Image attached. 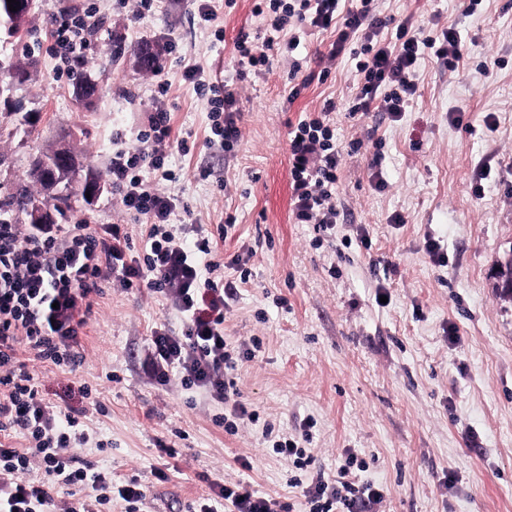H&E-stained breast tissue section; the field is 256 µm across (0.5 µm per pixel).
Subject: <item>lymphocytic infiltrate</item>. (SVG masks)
I'll use <instances>...</instances> for the list:
<instances>
[{
  "label": "lymphocytic infiltrate",
  "instance_id": "f902f5d3",
  "mask_svg": "<svg viewBox=\"0 0 512 512\" xmlns=\"http://www.w3.org/2000/svg\"><path fill=\"white\" fill-rule=\"evenodd\" d=\"M254 12L265 20L262 42L240 31L236 42L238 78L269 67L275 50H295L313 31H332L322 57L333 62L351 46L362 54L351 115L385 113L399 121L418 89L422 59L456 66L464 44L458 31L445 28L423 35L410 18L382 17L375 0H258ZM184 77L197 93L208 95L209 144L232 150L240 138L235 86L207 81L203 69L188 68ZM336 110L326 100L320 112L293 125L289 136L291 213L294 223L325 232L338 224L337 172L346 150L331 119ZM169 112H151L138 136L139 147L117 151L112 180L123 192L128 211L144 217L149 228L139 255H130L123 225L0 224V512H112L121 499L125 512H139L144 491L137 481L113 487L112 478L77 453L89 441L83 412L45 402L29 364L50 363L76 371L78 349L104 283L146 289L180 320L151 333L148 367L158 382L177 374L183 387L207 401L228 407L231 421L247 417L235 399L230 379L247 351L232 348L224 334V313L237 296L234 282L222 281L225 267H241L242 256L223 261L216 242L190 238L189 228H171L177 197L160 189L174 180L167 161L172 128ZM23 434L24 445L13 442ZM357 459L346 454L334 480L313 475L304 490L309 512H371L382 499L374 484L356 481ZM87 490L74 504L58 501L61 490ZM283 512L277 499L259 494L247 483L217 484L199 512Z\"/></svg>",
  "mask_w": 512,
  "mask_h": 512
}]
</instances>
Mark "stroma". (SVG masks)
<instances>
[{"label":"stroma","instance_id":"35a3bbf8","mask_svg":"<svg viewBox=\"0 0 512 512\" xmlns=\"http://www.w3.org/2000/svg\"><path fill=\"white\" fill-rule=\"evenodd\" d=\"M254 4L212 0L216 15L206 22L200 0H163L143 16L134 15L133 0H43L27 37L0 30V85L10 83L12 67L38 61L16 104L0 102L1 197L47 145L67 137L79 164L107 184L81 219L128 225L140 248L145 226L121 202L112 156L136 146L160 106L171 114L174 141L176 179L166 190L184 205L173 223L212 232L234 217L220 245L224 259L253 252L224 333L254 350L234 378L256 420L227 432L218 421L222 407L179 381L151 380L145 349L169 313L147 292L116 287L89 317L77 374L33 366L42 397L85 409L101 445L81 449V457L114 484L138 479L142 512H188L212 483L244 475L289 512H302V490L289 477L334 472L348 451L364 464L358 480L382 489L379 512H512V300L498 295L494 279L512 249V0H481L472 13L464 0H381L384 16L455 28L464 58L452 72L422 60L417 94L399 121L334 115L337 140L358 139L362 147L345 156L339 173L345 218L324 234L291 218L289 126L326 99L348 103L353 62L329 65L326 78L296 96L284 57L237 82L241 137L229 152L207 143L209 105L183 77L190 66L233 77L237 32L263 30ZM74 18L91 26L81 58L99 91L86 105L74 99L53 37ZM146 44L160 53L153 74L139 66ZM376 154L387 181L381 190L371 182ZM203 168L209 178H200ZM430 238L444 263L427 252ZM381 287L384 303L376 300ZM83 384L91 398L79 394ZM306 421L313 463L300 474L273 452L263 428L294 438ZM168 445L174 454L165 453ZM244 460L250 471H242ZM157 468L166 480L154 476Z\"/></svg>","mask_w":512,"mask_h":512}]
</instances>
